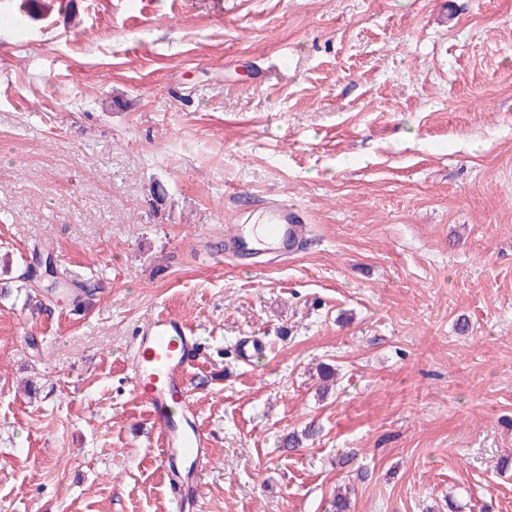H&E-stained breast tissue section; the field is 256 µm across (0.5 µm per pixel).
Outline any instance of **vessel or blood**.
Segmentation results:
<instances>
[{
	"label": "vessel or blood",
	"mask_w": 512,
	"mask_h": 512,
	"mask_svg": "<svg viewBox=\"0 0 512 512\" xmlns=\"http://www.w3.org/2000/svg\"><path fill=\"white\" fill-rule=\"evenodd\" d=\"M311 226L300 209L276 200L264 204L256 225L239 224L224 238V253L270 254L287 260L310 240ZM201 355L196 330L183 318L158 312L135 336L131 384L160 441L159 462L167 473L177 512L199 496L210 437L185 402L189 369Z\"/></svg>",
	"instance_id": "vessel-or-blood-1"
}]
</instances>
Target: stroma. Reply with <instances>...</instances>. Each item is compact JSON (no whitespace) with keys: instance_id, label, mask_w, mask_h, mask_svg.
Returning <instances> with one entry per match:
<instances>
[{"instance_id":"1","label":"stroma","mask_w":512,"mask_h":512,"mask_svg":"<svg viewBox=\"0 0 512 512\" xmlns=\"http://www.w3.org/2000/svg\"><path fill=\"white\" fill-rule=\"evenodd\" d=\"M270 198L306 248L221 257ZM37 247L99 290L0 298V512H174L158 311L202 348L198 512H512V0H0V267Z\"/></svg>"}]
</instances>
